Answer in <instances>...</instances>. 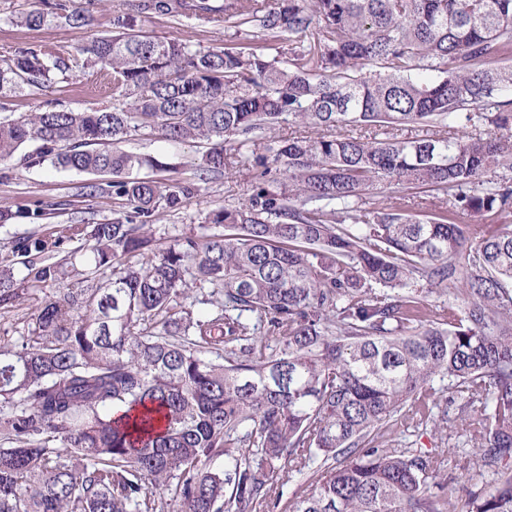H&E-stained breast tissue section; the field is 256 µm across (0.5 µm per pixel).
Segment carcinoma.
<instances>
[{
    "mask_svg": "<svg viewBox=\"0 0 512 512\" xmlns=\"http://www.w3.org/2000/svg\"><path fill=\"white\" fill-rule=\"evenodd\" d=\"M43 4L21 22L88 21ZM150 15L254 26L288 43V65L155 40L136 29ZM113 25L77 49L112 109L0 120V161L34 144L30 163L110 175L130 208L15 239L0 261V310L44 294L28 334L0 343V512H268L306 473L285 512H457L463 495L465 512H512V224L471 238L457 223L512 215V181L493 178L512 171V0H125ZM66 69L36 49L1 59L0 96H46ZM282 124L319 134L262 144ZM402 124L422 134L400 139ZM142 129L208 142L211 177L231 166L224 140L245 149L247 202L206 217L224 232L156 243L147 224L195 187L139 176L173 170L118 148ZM377 183L448 207L367 209ZM44 215L0 206V224ZM74 241L85 251L59 257ZM417 280L465 307L430 310ZM437 377L480 404L458 429L498 469L492 494L448 486L451 447L382 441L401 411L434 422Z\"/></svg>",
    "mask_w": 512,
    "mask_h": 512,
    "instance_id": "obj_1",
    "label": "carcinoma"
}]
</instances>
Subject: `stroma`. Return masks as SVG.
Returning <instances> with one entry per match:
<instances>
[{
    "label": "stroma",
    "mask_w": 512,
    "mask_h": 512,
    "mask_svg": "<svg viewBox=\"0 0 512 512\" xmlns=\"http://www.w3.org/2000/svg\"><path fill=\"white\" fill-rule=\"evenodd\" d=\"M71 4L87 10L86 25L73 28L58 24L28 27L17 23V16L38 7V0H0V57L17 51L33 48L52 56L64 58L69 66L66 74L56 77L53 90L47 96L50 106L74 112H90L112 106V91L99 82L95 68L87 66L78 47L90 43L94 38L112 32V17L123 5V0H70ZM141 26L152 37L160 40H187L193 48L221 50L250 41L264 46L262 34L237 33L224 27L223 23H201L192 18L174 19L154 16L140 21ZM122 149L148 154L176 164L178 178L194 182L196 191L184 206L174 212H164L150 224L154 237L161 245L173 244L184 236L215 233L214 225L206 224L210 210L244 203L252 192L253 172L238 167L215 179L201 177L196 173L192 161L207 148L206 143H168L161 141L150 131L144 130L128 137ZM107 176L60 171L50 164L31 165L23 153L0 161V205L12 208H32L43 205L44 219L29 223L21 218L12 224L0 226V256L6 254L10 241L34 232H44L58 224H72L82 220L98 222L119 217L125 209L121 199L106 190ZM97 185L95 194H88V185ZM404 198L415 218L426 219L433 210L447 205L448 199L441 193L427 191L423 187H400L392 189L383 185L374 186L367 197L368 202L383 203L390 197ZM438 404L434 413L441 421V428H428L423 435L413 436L408 420L396 416L384 432L389 447L404 448L409 443L417 447L434 449L446 447L450 430L456 425L458 404L449 402L448 382L435 379ZM448 481L462 484L469 490L486 494L491 492L496 480L491 470L478 468L461 455L448 457L444 463Z\"/></svg>",
    "instance_id": "stroma-1"
}]
</instances>
